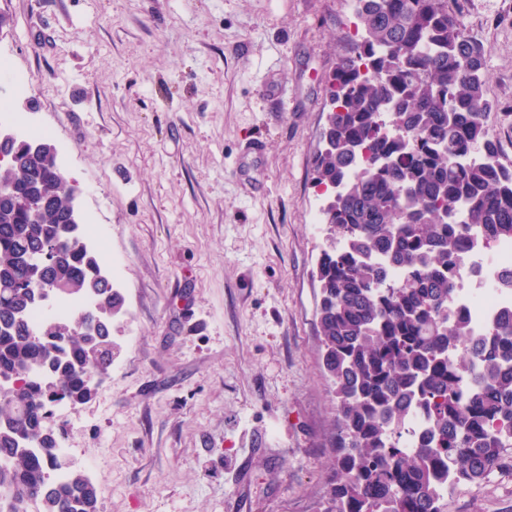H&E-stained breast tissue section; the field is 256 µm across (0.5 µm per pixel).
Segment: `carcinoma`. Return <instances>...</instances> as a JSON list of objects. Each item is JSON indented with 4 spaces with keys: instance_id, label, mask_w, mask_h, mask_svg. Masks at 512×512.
Instances as JSON below:
<instances>
[{
    "instance_id": "cac0c4a2",
    "label": "carcinoma",
    "mask_w": 512,
    "mask_h": 512,
    "mask_svg": "<svg viewBox=\"0 0 512 512\" xmlns=\"http://www.w3.org/2000/svg\"><path fill=\"white\" fill-rule=\"evenodd\" d=\"M355 11L362 35L336 62L314 166L332 243L317 267L338 427L326 512H446L448 485L479 481L512 447V308L477 333L453 303L470 244L512 239V168L485 138L483 48L448 0H355ZM0 179V512H99L48 419L59 401L89 400L93 370L112 365V332L77 327L124 299L49 140L15 139ZM46 246L52 265L24 262ZM44 282L94 308L32 327ZM417 412L426 426L406 448Z\"/></svg>"
}]
</instances>
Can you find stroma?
Here are the masks:
<instances>
[{
    "label": "stroma",
    "instance_id": "obj_1",
    "mask_svg": "<svg viewBox=\"0 0 512 512\" xmlns=\"http://www.w3.org/2000/svg\"><path fill=\"white\" fill-rule=\"evenodd\" d=\"M482 44L512 165V0H449ZM82 223L121 256L120 352L62 422L99 512H322L334 455L310 215L351 0H0ZM509 464L447 512H512Z\"/></svg>",
    "mask_w": 512,
    "mask_h": 512
}]
</instances>
